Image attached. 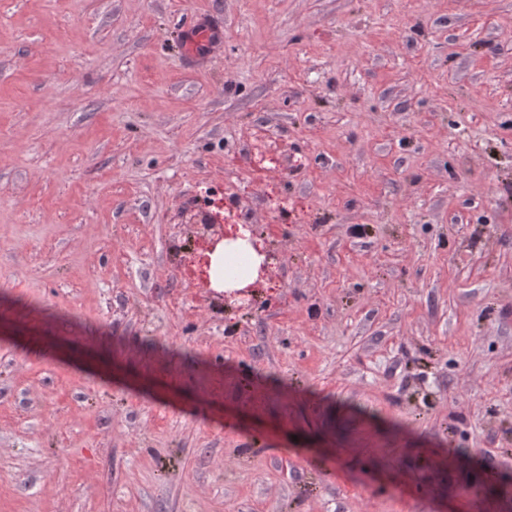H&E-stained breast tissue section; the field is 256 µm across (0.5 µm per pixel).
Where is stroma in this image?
<instances>
[{
    "label": "stroma",
    "mask_w": 512,
    "mask_h": 512,
    "mask_svg": "<svg viewBox=\"0 0 512 512\" xmlns=\"http://www.w3.org/2000/svg\"><path fill=\"white\" fill-rule=\"evenodd\" d=\"M0 512H512V0H0ZM244 236V238L238 237L235 240L228 239L219 242L209 253L208 273L212 288L231 295L234 291L254 280L256 269L261 265L264 256L252 245L248 234L244 233ZM237 256H243L247 259L248 269L239 277H229L225 273L227 262Z\"/></svg>",
    "instance_id": "1"
}]
</instances>
